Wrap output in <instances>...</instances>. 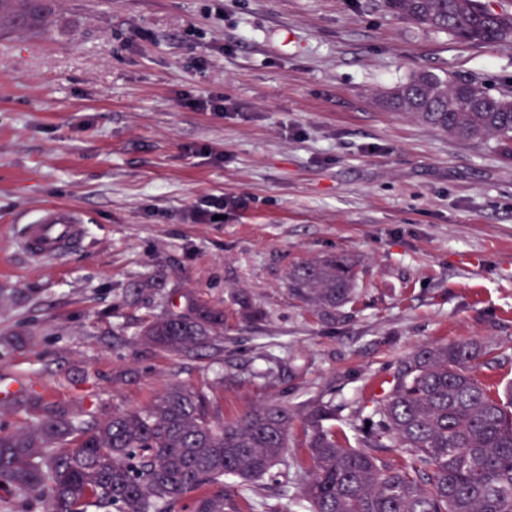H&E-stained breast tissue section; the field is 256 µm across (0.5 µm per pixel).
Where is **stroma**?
Returning <instances> with one entry per match:
<instances>
[{"mask_svg":"<svg viewBox=\"0 0 512 512\" xmlns=\"http://www.w3.org/2000/svg\"><path fill=\"white\" fill-rule=\"evenodd\" d=\"M50 9L44 29L0 28V379L111 412L182 383L228 421L320 393L340 430L421 346L492 344L500 362L480 374L512 382V163L381 104L418 69L506 89L512 46L459 43L379 0ZM213 93L238 113L181 103ZM227 195L246 207L198 215ZM46 202L88 226L57 261L18 243ZM337 254L356 298L326 320L288 271ZM148 277L154 294H133ZM183 295L224 310L222 346L190 359L138 340Z\"/></svg>","mask_w":512,"mask_h":512,"instance_id":"35a3bbf8","label":"stroma"}]
</instances>
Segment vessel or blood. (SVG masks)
<instances>
[{"label":"vessel or blood","instance_id":"obj_1","mask_svg":"<svg viewBox=\"0 0 512 512\" xmlns=\"http://www.w3.org/2000/svg\"><path fill=\"white\" fill-rule=\"evenodd\" d=\"M86 236L87 226L79 209L47 203L25 223L21 244L35 257L56 260L79 247Z\"/></svg>","mask_w":512,"mask_h":512}]
</instances>
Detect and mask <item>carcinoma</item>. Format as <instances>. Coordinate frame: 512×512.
Instances as JSON below:
<instances>
[{
    "label": "carcinoma",
    "mask_w": 512,
    "mask_h": 512,
    "mask_svg": "<svg viewBox=\"0 0 512 512\" xmlns=\"http://www.w3.org/2000/svg\"><path fill=\"white\" fill-rule=\"evenodd\" d=\"M395 17L462 43L512 41V13L489 0H383ZM47 0H0V25L36 27ZM384 104L452 136L481 140L512 161V91L489 92L476 80L417 70L390 88ZM354 262L327 256L297 265L288 288L321 316L335 319L353 300ZM224 338V310L189 302L154 314L140 339L190 357ZM498 355L459 341L423 347L401 361L394 384L355 437L336 436V408L318 396L303 419L313 461L299 502L304 512H512V384L476 373ZM23 413L0 429V512H239L259 496L257 482L285 462L295 411L288 400L262 404L231 422L207 397L175 383L151 403L122 411L65 407L37 393L0 401ZM240 479L224 492V477Z\"/></svg>",
    "instance_id": "carcinoma-1"
}]
</instances>
